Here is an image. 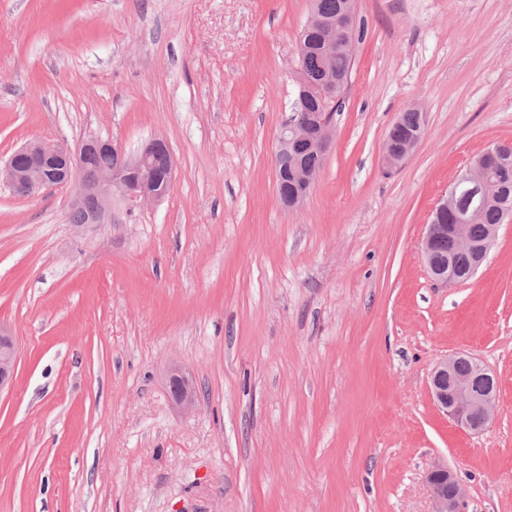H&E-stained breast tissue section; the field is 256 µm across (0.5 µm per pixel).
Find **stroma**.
Instances as JSON below:
<instances>
[{"mask_svg":"<svg viewBox=\"0 0 512 512\" xmlns=\"http://www.w3.org/2000/svg\"><path fill=\"white\" fill-rule=\"evenodd\" d=\"M310 0H0V162L27 142L164 137L171 192L70 219L71 189L0 185V512H430L447 462L467 512H512V222L441 286L420 243L458 173L512 144V0H356L365 28L304 203L276 137ZM415 107L394 173L386 133ZM499 379L485 432L434 406V363ZM180 363L201 405L171 403ZM423 138V132H418L398 141H387L383 147V165L387 169L401 167L411 153L421 144ZM321 170H316L313 173L305 172L304 170H297L295 178L300 182L302 190H298L294 195L289 196L288 192L282 190L281 178L278 172L275 173L277 192L281 203L289 210L299 207L306 199L308 189L316 181ZM18 362V347L10 329L0 324V391L12 383Z\"/></svg>","mask_w":512,"mask_h":512,"instance_id":"1","label":"stroma"}]
</instances>
